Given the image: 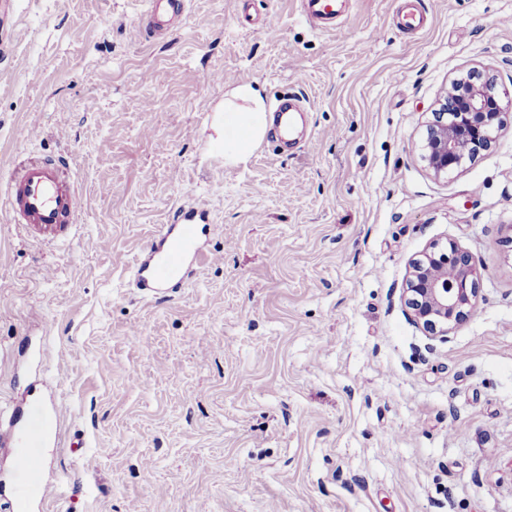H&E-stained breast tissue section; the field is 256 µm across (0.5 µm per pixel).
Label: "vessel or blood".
Listing matches in <instances>:
<instances>
[{
	"instance_id": "obj_1",
	"label": "vessel or blood",
	"mask_w": 512,
	"mask_h": 512,
	"mask_svg": "<svg viewBox=\"0 0 512 512\" xmlns=\"http://www.w3.org/2000/svg\"><path fill=\"white\" fill-rule=\"evenodd\" d=\"M344 0H303L302 14L319 29L335 27ZM185 11V0H146L143 17L147 37L166 33L175 18ZM296 105L277 106V135L293 136L298 124ZM0 203L13 216L14 223L31 224L40 230L54 232L58 226L77 225L82 194L70 173L68 163L61 160H29L14 168ZM210 231L209 210L199 202L175 210L167 224L161 225L149 244L131 263L133 283L150 296L169 293L181 287L198 267L214 260L205 248ZM54 396L30 401L20 410L19 423L0 428V445L13 447V480L16 512H28L31 503L45 504L51 487L43 483L42 459L38 446L53 438L47 427Z\"/></svg>"
}]
</instances>
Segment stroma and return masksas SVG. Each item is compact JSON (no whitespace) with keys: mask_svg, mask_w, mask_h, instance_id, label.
<instances>
[{"mask_svg":"<svg viewBox=\"0 0 512 512\" xmlns=\"http://www.w3.org/2000/svg\"><path fill=\"white\" fill-rule=\"evenodd\" d=\"M142 10L16 0L0 54V182L64 157L82 193L51 240L0 210V414L58 391L44 512H512V111L466 168L422 158L453 78L512 85V0H349L330 32L188 0L159 41ZM219 73L303 98L306 146L213 156ZM198 200L220 262L144 296L134 255ZM435 240L484 265L444 341L400 301Z\"/></svg>","mask_w":512,"mask_h":512,"instance_id":"obj_1","label":"stroma"}]
</instances>
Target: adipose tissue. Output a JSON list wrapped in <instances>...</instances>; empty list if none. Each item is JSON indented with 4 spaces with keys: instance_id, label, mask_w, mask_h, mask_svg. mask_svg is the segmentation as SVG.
Wrapping results in <instances>:
<instances>
[{
    "instance_id": "ef3b65f1",
    "label": "adipose tissue",
    "mask_w": 512,
    "mask_h": 512,
    "mask_svg": "<svg viewBox=\"0 0 512 512\" xmlns=\"http://www.w3.org/2000/svg\"><path fill=\"white\" fill-rule=\"evenodd\" d=\"M272 122L258 88L251 85L233 88L224 100L225 162L244 161L266 136Z\"/></svg>"
}]
</instances>
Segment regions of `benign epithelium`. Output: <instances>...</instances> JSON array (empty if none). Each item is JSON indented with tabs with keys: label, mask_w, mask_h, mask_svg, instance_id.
Returning a JSON list of instances; mask_svg holds the SVG:
<instances>
[{
	"label": "benign epithelium",
	"mask_w": 512,
	"mask_h": 512,
	"mask_svg": "<svg viewBox=\"0 0 512 512\" xmlns=\"http://www.w3.org/2000/svg\"><path fill=\"white\" fill-rule=\"evenodd\" d=\"M508 108L512 92L499 91L496 75L474 69L454 79L426 125L428 168L447 175L475 161L495 143ZM482 270L481 261L454 242H434L409 261L401 300L425 335L445 340L469 319L478 305Z\"/></svg>",
	"instance_id": "1"
}]
</instances>
